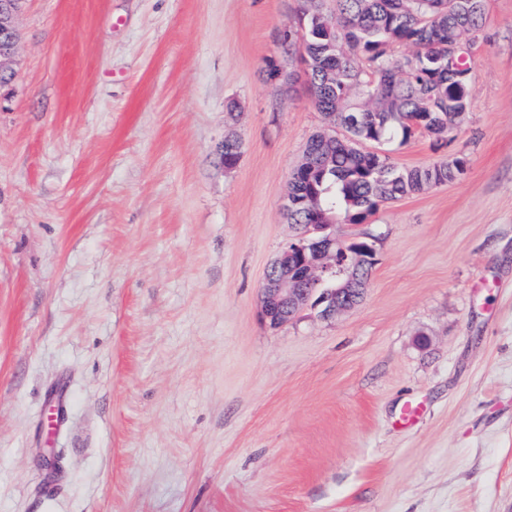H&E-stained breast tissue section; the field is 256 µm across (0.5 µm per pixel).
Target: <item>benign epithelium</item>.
Instances as JSON below:
<instances>
[{
	"label": "benign epithelium",
	"mask_w": 512,
	"mask_h": 512,
	"mask_svg": "<svg viewBox=\"0 0 512 512\" xmlns=\"http://www.w3.org/2000/svg\"><path fill=\"white\" fill-rule=\"evenodd\" d=\"M21 5L22 0H0V75H13L11 63L19 43L15 18ZM479 40L478 32L448 40V82L459 81L465 94L472 93V78L468 72L460 76L454 74V62L461 55H471ZM340 250L342 247L333 237L310 240L302 232L296 241L283 246L267 269L261 288V309L270 325L278 327L288 323L308 304L314 287L336 269ZM374 256L375 249L370 243L361 244L359 251L352 253L348 278L338 287L327 289L320 300L324 304L323 316H334L358 302L367 281L363 269L374 263Z\"/></svg>",
	"instance_id": "7a95c632"
}]
</instances>
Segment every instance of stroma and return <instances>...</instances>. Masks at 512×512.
I'll use <instances>...</instances> for the list:
<instances>
[{
	"label": "stroma",
	"instance_id": "stroma-1",
	"mask_svg": "<svg viewBox=\"0 0 512 512\" xmlns=\"http://www.w3.org/2000/svg\"><path fill=\"white\" fill-rule=\"evenodd\" d=\"M298 5L24 0L0 87V512H512V0H484L461 125L381 146L464 173L337 215L375 247L363 298L274 328L260 289L325 124L268 75Z\"/></svg>",
	"mask_w": 512,
	"mask_h": 512
}]
</instances>
